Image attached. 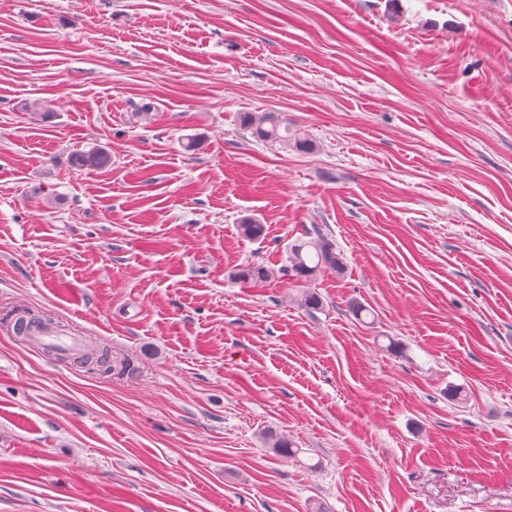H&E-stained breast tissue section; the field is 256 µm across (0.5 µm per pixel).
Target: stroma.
Listing matches in <instances>:
<instances>
[{
	"label": "stroma",
	"mask_w": 512,
	"mask_h": 512,
	"mask_svg": "<svg viewBox=\"0 0 512 512\" xmlns=\"http://www.w3.org/2000/svg\"><path fill=\"white\" fill-rule=\"evenodd\" d=\"M317 504L512 512V0H0V512ZM242 124L254 137L261 140L278 142L287 148L301 151L313 148L312 141L300 129L288 123V118L281 113L265 112L256 115L247 112L242 116ZM285 271L297 282H310L327 269L338 271L342 263L336 254V245L323 236L298 240L288 245ZM28 337L37 344H48L68 351L74 355L80 354L85 348L84 336L55 335L45 326L37 323H26Z\"/></svg>",
	"instance_id": "35a3bbf8"
}]
</instances>
